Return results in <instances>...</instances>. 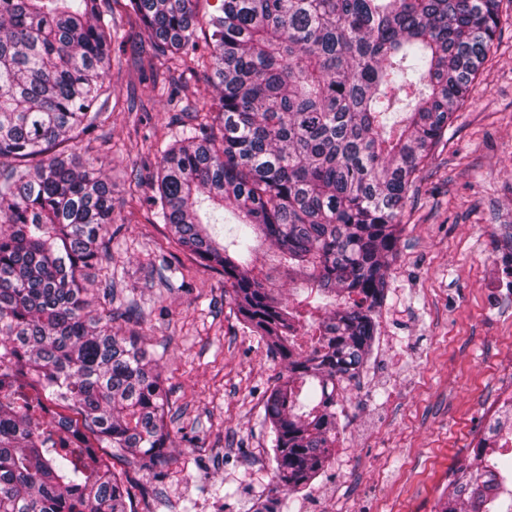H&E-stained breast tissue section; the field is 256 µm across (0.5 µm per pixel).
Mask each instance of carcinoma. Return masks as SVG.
I'll return each instance as SVG.
<instances>
[{"label":"carcinoma","instance_id":"obj_1","mask_svg":"<svg viewBox=\"0 0 512 512\" xmlns=\"http://www.w3.org/2000/svg\"><path fill=\"white\" fill-rule=\"evenodd\" d=\"M108 0H0V512H136L116 471L170 458L169 404L138 339L93 313L112 186L74 153L103 121L123 40ZM128 0L163 69L180 136L156 152L150 204L231 286L285 374L265 402L271 495L311 485L336 444L339 390L371 354L400 216L490 60L512 0ZM213 71V114L180 94ZM72 150L64 160L56 148ZM239 223L231 241L213 226ZM300 283L283 297L275 272ZM75 408L73 419L58 409ZM490 432L512 433V407ZM484 438L437 512H492L512 461Z\"/></svg>","mask_w":512,"mask_h":512}]
</instances>
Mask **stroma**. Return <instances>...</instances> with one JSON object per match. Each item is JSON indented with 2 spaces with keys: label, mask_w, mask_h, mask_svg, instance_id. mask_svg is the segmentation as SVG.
I'll return each instance as SVG.
<instances>
[{
  "label": "stroma",
  "mask_w": 512,
  "mask_h": 512,
  "mask_svg": "<svg viewBox=\"0 0 512 512\" xmlns=\"http://www.w3.org/2000/svg\"><path fill=\"white\" fill-rule=\"evenodd\" d=\"M125 2L109 3L124 31L118 109L78 148L111 183L122 226L89 293L111 277L112 308L137 301L142 323L113 328L154 353L173 415L163 497L137 509L254 512L273 485L264 401L284 365L244 329L223 276L183 253L146 202L155 140L180 126ZM511 233L512 23L404 207L372 352L342 392L327 470L290 512H433L449 468L512 395V285L499 267ZM164 258L185 287L158 276Z\"/></svg>",
  "instance_id": "1"
}]
</instances>
